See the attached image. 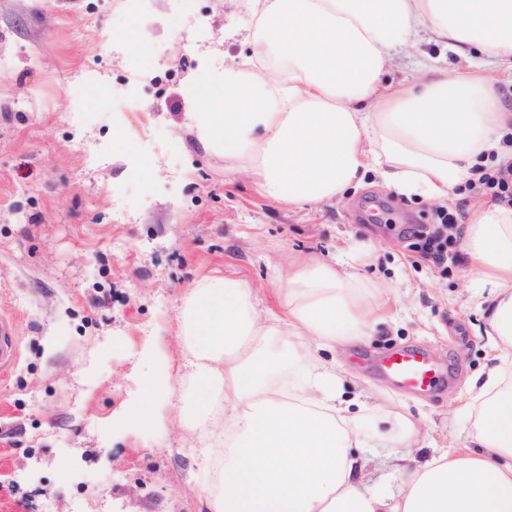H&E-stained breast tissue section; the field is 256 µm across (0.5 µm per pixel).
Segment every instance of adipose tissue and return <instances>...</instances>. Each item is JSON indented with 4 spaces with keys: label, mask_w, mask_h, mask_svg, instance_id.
I'll use <instances>...</instances> for the list:
<instances>
[{
    "label": "adipose tissue",
    "mask_w": 512,
    "mask_h": 512,
    "mask_svg": "<svg viewBox=\"0 0 512 512\" xmlns=\"http://www.w3.org/2000/svg\"><path fill=\"white\" fill-rule=\"evenodd\" d=\"M252 51L221 78H199L192 119L231 170L267 198L320 206L375 174L399 193L451 200L483 158L512 165L499 147L512 113L495 85L512 78V0H252ZM465 61L450 71L425 58L421 76L394 82L395 55L417 33ZM478 47L494 62H469ZM482 287L494 365L462 406L475 430L422 459V429L395 416L379 444L366 441L335 362L321 348L367 334L387 298L355 270L298 254L269 308L249 286L204 279L181 310L182 427L208 428L224 454L208 512H512V207L482 201L462 230ZM306 368V383L282 372ZM383 456L398 490L367 487Z\"/></svg>",
    "instance_id": "1"
}]
</instances>
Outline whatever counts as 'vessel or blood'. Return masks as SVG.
<instances>
[{
  "instance_id": "vessel-or-blood-1",
  "label": "vessel or blood",
  "mask_w": 512,
  "mask_h": 512,
  "mask_svg": "<svg viewBox=\"0 0 512 512\" xmlns=\"http://www.w3.org/2000/svg\"><path fill=\"white\" fill-rule=\"evenodd\" d=\"M19 357V339L14 324L0 317V375L12 369ZM380 375L399 387L425 390L435 387L442 378L441 369L417 349L397 348L376 361Z\"/></svg>"
}]
</instances>
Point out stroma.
<instances>
[{"label": "stroma", "instance_id": "obj_1", "mask_svg": "<svg viewBox=\"0 0 512 512\" xmlns=\"http://www.w3.org/2000/svg\"><path fill=\"white\" fill-rule=\"evenodd\" d=\"M250 0H0V315L20 359L0 376V512H207L205 436L182 429L180 312L204 278L276 300L296 253L338 256L387 290L370 336L341 352L346 394L408 413L428 449L469 433L460 400L489 365L486 295L467 256L440 269L405 230L436 202L375 186L318 207L274 202L202 143L199 70L248 55ZM443 55L417 41L393 81ZM102 102L72 110L77 89ZM426 351L447 387L417 394L370 366ZM170 389L149 426L130 420L162 368Z\"/></svg>", "mask_w": 512, "mask_h": 512}]
</instances>
